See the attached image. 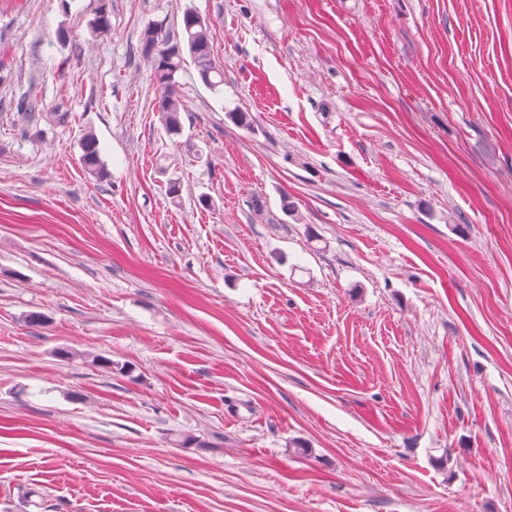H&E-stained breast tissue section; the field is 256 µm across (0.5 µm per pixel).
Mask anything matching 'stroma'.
<instances>
[{"instance_id": "35a3bbf8", "label": "stroma", "mask_w": 512, "mask_h": 512, "mask_svg": "<svg viewBox=\"0 0 512 512\" xmlns=\"http://www.w3.org/2000/svg\"><path fill=\"white\" fill-rule=\"evenodd\" d=\"M98 4L0 0V512H512V0ZM188 53L201 82L219 91L224 84V69L214 59L210 43V21L188 7L181 21V33H166L162 26L147 24L141 33L140 54L154 70L162 92L155 102L162 122L171 134L182 128L184 104L177 75L184 70ZM79 147V162L84 172L96 180L103 179L107 175V168L96 136L92 132L85 133Z\"/></svg>"}]
</instances>
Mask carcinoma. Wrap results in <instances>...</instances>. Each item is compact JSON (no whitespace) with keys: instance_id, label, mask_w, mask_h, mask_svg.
I'll return each instance as SVG.
<instances>
[{"instance_id":"carcinoma-1","label":"carcinoma","mask_w":512,"mask_h":512,"mask_svg":"<svg viewBox=\"0 0 512 512\" xmlns=\"http://www.w3.org/2000/svg\"><path fill=\"white\" fill-rule=\"evenodd\" d=\"M91 32L99 37L112 31V22L106 3L99 4L91 22ZM140 54L154 70V77L162 92L155 102L162 122L171 134L181 131V112L184 104L177 75L184 70L186 59H191L201 82L213 91L224 85V69L214 59L210 43V21L196 10H184L181 32L169 34L157 24L145 26L140 38ZM79 162L84 172L101 180L107 175L96 136L87 132L79 144Z\"/></svg>"}]
</instances>
